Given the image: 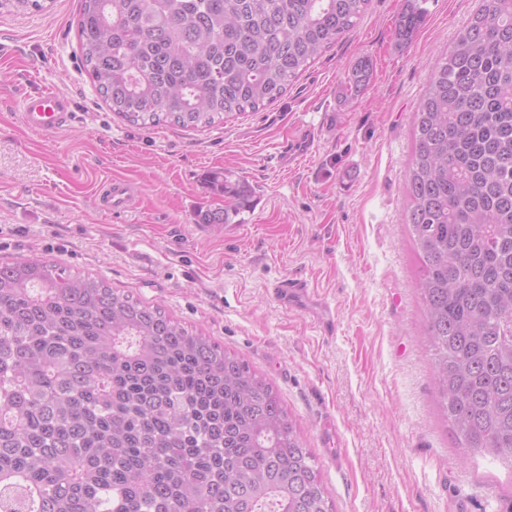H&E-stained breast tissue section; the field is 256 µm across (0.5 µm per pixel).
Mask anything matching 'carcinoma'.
<instances>
[{"label": "carcinoma", "mask_w": 512, "mask_h": 512, "mask_svg": "<svg viewBox=\"0 0 512 512\" xmlns=\"http://www.w3.org/2000/svg\"><path fill=\"white\" fill-rule=\"evenodd\" d=\"M370 0H83V60L133 125L277 101ZM41 10V0L0 9ZM410 5L406 39L422 23ZM370 60L342 90L359 96ZM405 191L442 411L512 462V0H482L414 113ZM198 215L228 224L251 190ZM0 512H334L270 382L162 308L40 259L0 264Z\"/></svg>", "instance_id": "obj_1"}]
</instances>
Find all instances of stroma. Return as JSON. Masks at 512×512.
Here are the masks:
<instances>
[{
    "instance_id": "1",
    "label": "stroma",
    "mask_w": 512,
    "mask_h": 512,
    "mask_svg": "<svg viewBox=\"0 0 512 512\" xmlns=\"http://www.w3.org/2000/svg\"><path fill=\"white\" fill-rule=\"evenodd\" d=\"M408 1L371 0L276 102L198 129L109 109L84 67L82 0L0 12V263L102 279L236 353L278 391L336 512H512V469L464 456L440 409L406 223L413 114L480 0H412L424 18L403 41ZM363 59L368 86L342 98ZM41 87L73 101L66 129L23 126L18 97ZM212 171L252 190L215 233L197 222L229 203ZM113 179L134 210L104 208ZM291 279L325 307H284Z\"/></svg>"
}]
</instances>
